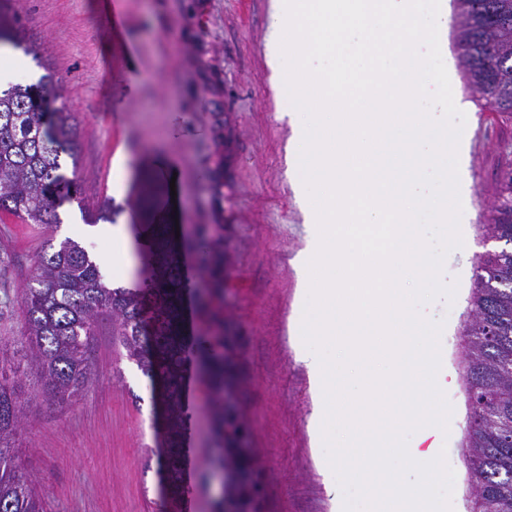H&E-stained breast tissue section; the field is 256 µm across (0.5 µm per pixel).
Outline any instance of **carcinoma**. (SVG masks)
<instances>
[{
    "instance_id": "obj_1",
    "label": "carcinoma",
    "mask_w": 512,
    "mask_h": 512,
    "mask_svg": "<svg viewBox=\"0 0 512 512\" xmlns=\"http://www.w3.org/2000/svg\"><path fill=\"white\" fill-rule=\"evenodd\" d=\"M456 39L465 87L483 107L512 120V0H457ZM18 14L0 0V44L20 43ZM53 77L38 84L15 83L0 89V211L26 224H55L57 209L77 193L62 172L61 157L75 158L73 133L54 107ZM164 186L145 172L139 180L136 210L145 228L140 256L141 281L114 287L100 266L74 240L62 241L39 256L22 286L24 325L13 338V355L0 357V512H43L33 481L11 441L23 419L18 380L25 375L32 400L72 404L92 381L89 346L96 323L112 316L115 341L152 385L153 400L165 411L169 485L168 512H184L183 433L185 363L188 341L183 307L184 255L205 245L198 237H176L170 225L155 220L154 200ZM482 235L504 243L478 257L461 325L463 384L468 405L465 465L470 512H512V164L494 187ZM224 332L197 339L199 392L216 403L209 481L236 465L247 449L235 448L224 460V441L235 440L242 423L224 409L229 395L231 358Z\"/></svg>"
}]
</instances>
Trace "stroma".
Listing matches in <instances>:
<instances>
[{"mask_svg": "<svg viewBox=\"0 0 512 512\" xmlns=\"http://www.w3.org/2000/svg\"><path fill=\"white\" fill-rule=\"evenodd\" d=\"M30 54L20 57L27 83L54 74L57 101L75 132V175L81 191L58 210L55 224H27L0 212V346L19 335L21 288L48 244L73 238L105 277L128 285L112 263V229L139 218L131 203L139 171L174 183L175 197L156 202L159 215L186 230L209 227L221 255L211 269L186 259L191 297L219 287L215 300L234 348L235 389L225 407L245 422L247 466L258 495L249 512H337L309 428L313 396L296 362L303 282L297 258L307 242L303 206L292 184L293 132L266 61L271 0H12ZM466 116L469 202L463 244L444 261L441 280L474 267L483 252L477 230L493 201L512 123L498 121L452 84ZM469 290L454 300L420 305L447 327L440 354L451 371L444 393L457 419L439 443L458 478L456 512H468L463 440L467 401L460 325ZM93 381L72 406H24L13 444L46 512H166L159 413L151 383L119 352L112 319L99 318L90 346ZM187 433L190 474L185 512H212L217 483L199 478L212 453L210 405L193 394Z\"/></svg>", "mask_w": 512, "mask_h": 512, "instance_id": "35a3bbf8", "label": "stroma"}]
</instances>
